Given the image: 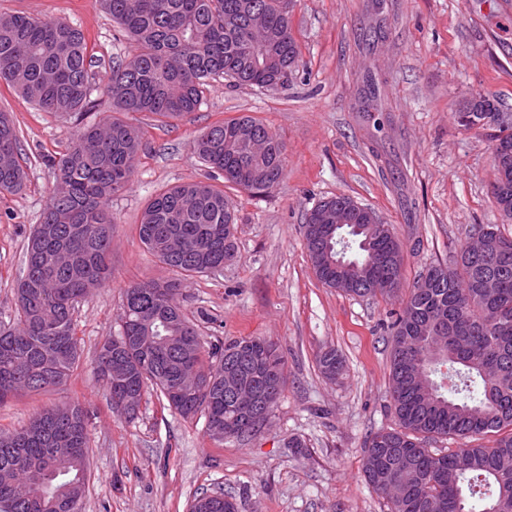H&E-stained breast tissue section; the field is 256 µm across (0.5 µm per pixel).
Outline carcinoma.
Segmentation results:
<instances>
[{
    "label": "carcinoma",
    "instance_id": "obj_1",
    "mask_svg": "<svg viewBox=\"0 0 512 512\" xmlns=\"http://www.w3.org/2000/svg\"><path fill=\"white\" fill-rule=\"evenodd\" d=\"M295 0H94L135 44L112 66L103 95L112 115L75 136L56 164V184L30 234L16 294L15 320L0 326V405L21 390L65 384L81 358L74 319L77 304L111 277L114 221L112 196L130 183L143 143L122 115L149 112L178 118L195 111L202 89L216 77L239 85L276 88L288 83L299 58L289 15ZM91 56L83 33L64 20L0 14V79L45 112L68 115L92 103ZM479 112H502L496 98L471 96ZM267 150L251 158L248 140ZM493 161L507 160L497 204L512 205V121L492 137ZM20 138L9 113L0 112V192L23 189ZM207 168L257 193L284 177V146L268 126L250 116L218 121L193 140ZM356 221L339 232L319 228L304 235L317 279L354 297L387 296L375 279L401 280L403 245L393 225ZM235 213L224 189L185 182L153 196L144 207L138 237L159 263L180 276L224 268L235 255ZM477 263L459 245L446 263L426 267L391 325L390 406L395 426L364 442L366 482L385 498L390 512H512V236L496 224ZM496 289L485 298L473 284ZM180 280L147 281L124 290L118 335L101 345L94 375L112 411L125 397L152 391L184 418L202 414L218 441L254 434L249 412L230 402L224 375L267 392L273 409L286 377L279 345L265 337L205 344L198 324L176 299ZM124 365L115 382L104 358ZM321 374L336 379L343 369L334 350L318 358ZM85 413L64 404L37 414L22 430L0 432V502L10 512H81L89 446ZM464 439L446 453L426 442ZM406 457L418 474L409 493L388 494L400 478L394 465ZM190 512H239L222 492L194 498Z\"/></svg>",
    "mask_w": 512,
    "mask_h": 512
}]
</instances>
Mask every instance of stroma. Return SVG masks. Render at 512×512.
Listing matches in <instances>:
<instances>
[{
  "instance_id": "1",
  "label": "stroma",
  "mask_w": 512,
  "mask_h": 512,
  "mask_svg": "<svg viewBox=\"0 0 512 512\" xmlns=\"http://www.w3.org/2000/svg\"><path fill=\"white\" fill-rule=\"evenodd\" d=\"M63 19L80 28L93 60L94 107L60 116L0 80V110L19 132L23 190L0 193V321L15 316L28 235L55 184L50 155L105 120L101 91L133 44L93 0H0V14ZM299 65L275 89L217 79L200 107L176 119L128 114L146 142L126 190L113 196L112 275L78 305L82 356L67 385L22 392L0 405V431L77 402L87 411L90 468L82 512H189L216 489L240 512H388L367 485L362 447L390 426L386 322L423 269L448 261L476 224L512 235L491 193V131L463 129L452 114L475 94L512 109V0H296L290 15ZM249 115L285 145V176L271 193L225 187L237 212V253L224 270L184 280L177 299L206 342L267 336L287 359V382L269 421L242 441L217 442L204 416L181 417L145 395L141 415L113 413L93 373L103 341L118 333L122 294L170 272L145 250L137 224L148 200L207 181L193 139L215 122ZM345 194L392 224L403 244L400 295L358 298L323 286L302 226L319 200ZM344 359L336 380L318 356Z\"/></svg>"
}]
</instances>
